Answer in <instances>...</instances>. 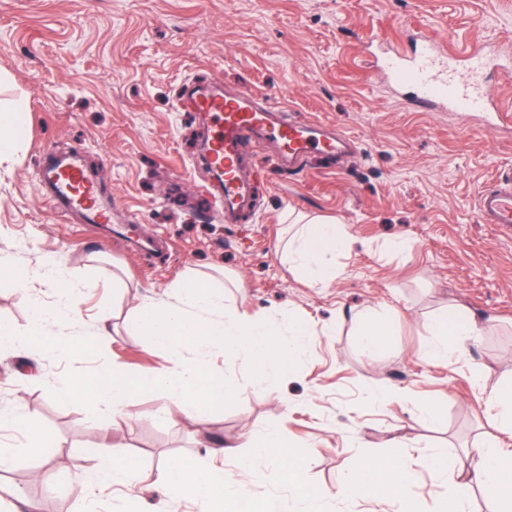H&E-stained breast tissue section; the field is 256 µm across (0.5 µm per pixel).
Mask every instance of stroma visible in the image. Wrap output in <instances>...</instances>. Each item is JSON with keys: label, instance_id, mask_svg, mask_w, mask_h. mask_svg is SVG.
I'll return each mask as SVG.
<instances>
[{"label": "stroma", "instance_id": "obj_1", "mask_svg": "<svg viewBox=\"0 0 512 512\" xmlns=\"http://www.w3.org/2000/svg\"><path fill=\"white\" fill-rule=\"evenodd\" d=\"M420 29L445 50L488 42L512 62V0H0V105H23L26 117L18 151L0 163V269L51 259L95 281L62 331L72 350L33 369L0 356V405L21 409L56 447L40 457L20 449L5 486L35 468L67 512H202L173 497L159 471L172 458L209 467L222 441L237 447L224 461L229 480L277 512H303L307 488L331 495L333 512H395L386 497H335L364 458L395 450L418 473L420 512H433L448 484L429 457L445 451L469 465L499 431L490 395L512 375V229L481 223L476 209L482 190L512 181V124L424 111L393 91L376 58L410 48ZM215 82L353 146L287 163L245 136L240 174L258 202L225 222L224 190L201 162L202 121L189 107L192 89ZM63 153L81 156L111 225L55 211L41 169ZM301 218L334 219L353 239L330 282L307 283L288 264V228ZM190 277L226 286V306L241 317L315 326L296 373L272 390L237 370L236 405L192 417L163 415L162 393L134 395L117 431L52 398L71 371L166 365L165 351L128 332L127 315L145 300L176 303ZM34 299L50 306L57 296L35 279H0V320L24 331ZM451 306L494 324L445 365L423 352L429 319ZM103 312L112 326L104 342ZM389 312L385 350L366 352L355 315ZM268 426L281 428L302 485L275 460L240 472L249 435ZM108 437L139 462L125 483L95 468L91 450Z\"/></svg>", "mask_w": 512, "mask_h": 512}]
</instances>
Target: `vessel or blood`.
Returning <instances> with one entry per match:
<instances>
[{"label": "vessel or blood", "mask_w": 512, "mask_h": 512, "mask_svg": "<svg viewBox=\"0 0 512 512\" xmlns=\"http://www.w3.org/2000/svg\"><path fill=\"white\" fill-rule=\"evenodd\" d=\"M468 79H461L453 62L438 61L430 52L407 55L391 51L377 61V67L398 89L412 93L414 104L422 109H446L461 115L489 113L490 99L479 78L495 62L485 44L476 45L464 58ZM195 109L216 115L220 121L208 149L212 165L224 170V218L233 221L249 205L252 190L238 175L240 145L246 131L273 135L288 159L305 152L316 135H323L316 124L281 121L274 109L260 106L246 96L202 94ZM53 189V198L81 211L86 223L106 224L110 213L99 200L97 190L77 158L49 163L44 171ZM479 219L485 224L512 227V184L483 191L477 200Z\"/></svg>", "instance_id": "b4317fda"}]
</instances>
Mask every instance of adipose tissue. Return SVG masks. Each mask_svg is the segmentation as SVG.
<instances>
[{"label": "adipose tissue", "mask_w": 512, "mask_h": 512, "mask_svg": "<svg viewBox=\"0 0 512 512\" xmlns=\"http://www.w3.org/2000/svg\"><path fill=\"white\" fill-rule=\"evenodd\" d=\"M346 242L341 225L313 220L299 225L288 248V260L301 278L312 283L333 279L336 271L331 260ZM42 274L58 286L54 307L34 304L33 314L23 334H16L0 323V354L9 353L24 360L66 349L57 327L70 324L78 317L84 282L70 279L53 261H45ZM429 326L433 336L425 355L433 361L446 360L452 353L465 350L483 330L479 321L460 308H452L434 316ZM430 467L439 474H452L447 500L437 512H466L473 484L492 490L495 512H512V451L504 448L501 436L482 442L472 470L459 474L455 457L439 451L429 459ZM162 480L173 496L189 497L204 507V512H265L244 485L229 481L223 467L206 469L183 459L168 461L162 469ZM415 470L402 458L389 456L364 460L360 468L348 474L337 491L338 497L355 499L364 495L390 497L397 512H418L413 494Z\"/></svg>", "instance_id": "obj_1"}]
</instances>
